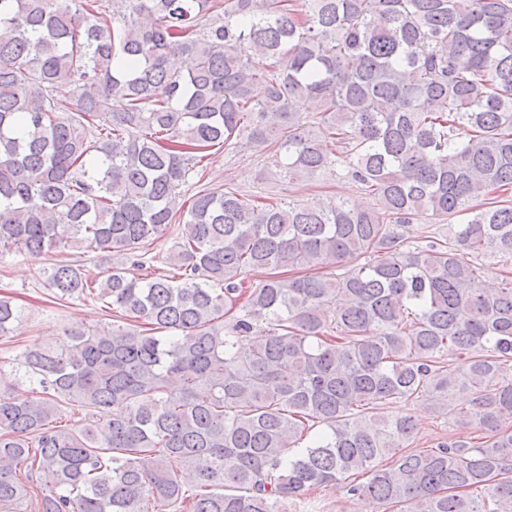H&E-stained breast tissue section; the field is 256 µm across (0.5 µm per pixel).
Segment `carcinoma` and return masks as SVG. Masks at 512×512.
<instances>
[{
    "label": "carcinoma",
    "instance_id": "obj_1",
    "mask_svg": "<svg viewBox=\"0 0 512 512\" xmlns=\"http://www.w3.org/2000/svg\"><path fill=\"white\" fill-rule=\"evenodd\" d=\"M242 147L259 181L331 172L370 203L175 210L197 153ZM422 211L463 220L404 244ZM65 249L112 272L45 285L123 323L0 371V512H282L329 486L512 512V0H0V260ZM20 317L0 296V337ZM422 396L481 441L407 449L413 417L379 409Z\"/></svg>",
    "mask_w": 512,
    "mask_h": 512
}]
</instances>
